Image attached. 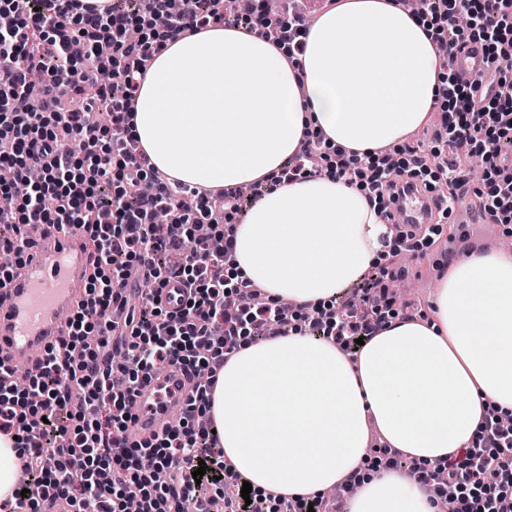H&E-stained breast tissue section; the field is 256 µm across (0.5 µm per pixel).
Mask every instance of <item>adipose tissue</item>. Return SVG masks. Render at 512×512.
I'll return each instance as SVG.
<instances>
[{
  "label": "adipose tissue",
  "mask_w": 512,
  "mask_h": 512,
  "mask_svg": "<svg viewBox=\"0 0 512 512\" xmlns=\"http://www.w3.org/2000/svg\"><path fill=\"white\" fill-rule=\"evenodd\" d=\"M297 61L261 30L206 25L167 40L138 79L132 136L171 183L236 188L280 171L307 129L370 156L403 143L442 99L426 23L393 0H337ZM388 227L366 190L320 172L281 182L234 233L233 273L304 308L380 260ZM433 320L388 319L354 356L296 329L242 340L207 412L252 488L309 497L354 480L347 512H437L370 436L432 467L512 416V252L473 253L438 281Z\"/></svg>",
  "instance_id": "ef3b65f1"
}]
</instances>
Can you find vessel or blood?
Returning a JSON list of instances; mask_svg holds the SVG:
<instances>
[{"label": "vessel or blood", "mask_w": 512, "mask_h": 512, "mask_svg": "<svg viewBox=\"0 0 512 512\" xmlns=\"http://www.w3.org/2000/svg\"><path fill=\"white\" fill-rule=\"evenodd\" d=\"M456 71L462 81L481 85L487 75L480 45L461 47ZM406 223L425 226L436 210L433 192L418 186L393 206ZM37 251L27 253L12 279L0 289V356L9 365L35 370L41 352L63 334V315L86 298L87 275L94 255L76 229L40 228ZM189 379L171 367L152 377L135 398V433L146 436L158 430L164 416L182 414Z\"/></svg>", "instance_id": "vessel-or-blood-1"}]
</instances>
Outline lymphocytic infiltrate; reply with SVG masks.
<instances>
[{
	"label": "lymphocytic infiltrate",
	"mask_w": 512,
	"mask_h": 512,
	"mask_svg": "<svg viewBox=\"0 0 512 512\" xmlns=\"http://www.w3.org/2000/svg\"><path fill=\"white\" fill-rule=\"evenodd\" d=\"M151 17L166 18L138 39L127 36L133 13L110 8L103 15L80 13L76 0H0V12L14 19L0 31V195L14 205L0 210V251L22 263L32 243L30 225L82 230L96 256L86 301L67 319V334L49 347L27 386L14 385L13 369L0 360V431L17 435L20 488L48 480L50 496L27 495L0 503V512H42L66 502L70 512H130L143 504L155 512H201L210 494L224 498L225 512H320L323 501L290 500L267 494L244 501L240 475L224 464L216 434L196 426L204 413L216 372L238 347L242 329L277 335L286 332L278 307L254 305L255 283L227 285L224 266L233 257L231 218L243 210L238 190L218 192L169 185L149 167L128 129L138 79L164 41L197 25L228 23L226 0H147ZM470 22L460 26L459 14ZM429 17L437 45L448 56L450 100L440 138L462 141L466 155L478 159L487 188H474L476 204L494 224H512V0H429ZM479 44L494 69L485 101L475 86L453 69L456 51ZM110 100L107 121L95 112ZM90 146L95 155L82 160L62 151L63 140ZM323 134L308 132L298 153L282 170L285 178L312 174L309 154L347 182L364 179L383 219L397 194L416 178L443 179L449 191L469 185L470 172L440 163L438 153L413 147L382 148L377 164L366 165L344 148L322 150ZM112 187L103 201V187ZM224 207L213 211V199ZM177 222L159 227L160 210ZM213 225L218 247L183 246L198 221ZM183 251L182 264L166 267L162 258ZM142 275L139 312L128 311L114 323V305L127 307L121 287ZM182 283L186 296L168 308L162 294L170 281ZM361 310L327 322L326 312L303 316L313 334L356 353L357 339H370L392 300L376 275L364 273L355 290ZM179 366L194 376L180 430L159 429L136 441L128 432L141 386L152 375ZM201 480L192 473L199 464ZM416 481L437 483L446 473L455 488L454 512H512V429L486 416L479 447L440 464L412 467Z\"/></svg>",
	"instance_id": "1"
}]
</instances>
